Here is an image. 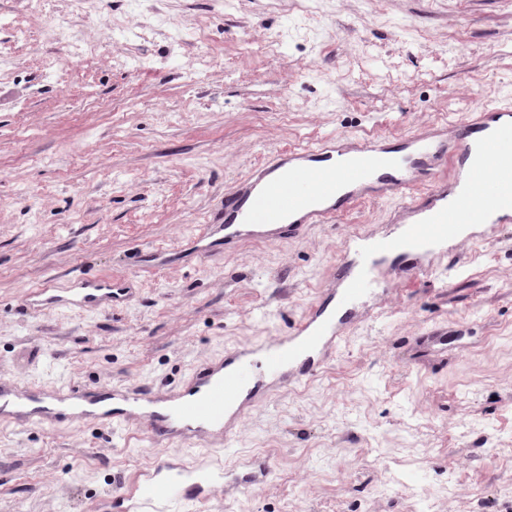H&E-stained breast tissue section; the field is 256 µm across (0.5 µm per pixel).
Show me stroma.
<instances>
[{"label": "stroma", "instance_id": "1", "mask_svg": "<svg viewBox=\"0 0 512 512\" xmlns=\"http://www.w3.org/2000/svg\"><path fill=\"white\" fill-rule=\"evenodd\" d=\"M511 100L512 0H0V378L168 388L285 334L394 200L200 258L225 190L277 150ZM149 250L165 266L140 269ZM462 255L400 272L331 361L249 411L223 461L269 460L266 486L178 512H512V458L491 453L512 442V223ZM85 273L138 284L99 312L20 307ZM147 446L0 421V512H124Z\"/></svg>", "mask_w": 512, "mask_h": 512}]
</instances>
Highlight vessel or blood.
I'll return each instance as SVG.
<instances>
[{"label":"vessel or blood","instance_id":"1","mask_svg":"<svg viewBox=\"0 0 512 512\" xmlns=\"http://www.w3.org/2000/svg\"><path fill=\"white\" fill-rule=\"evenodd\" d=\"M421 178L429 189L418 198L412 187ZM375 193L397 197L401 221L379 233L347 236L330 288L286 335L192 366L179 388L163 394L144 384H103L91 397L80 386L44 391L0 379V418L44 425L76 404L77 420L138 426L153 447L155 473L171 478L136 482L128 495L132 512H171L176 501L208 499L214 483L176 478L180 464L167 455V444L197 448L200 458L218 465L238 438L246 410L271 388L314 376L339 344L346 318L369 316L370 301L389 293L393 281L384 277L379 259L396 257L430 272L440 261L457 263L467 227L480 228L485 240L498 225L512 223V108L477 105L467 121L423 130L394 147L377 139L327 138L277 151L225 191L223 223L206 225L192 243L209 259L219 247L245 240L297 238ZM133 285L126 276H78L65 288L50 283L29 292L23 303L38 312H90L123 301ZM271 473L270 462H248L244 473L225 476L224 493H246Z\"/></svg>","mask_w":512,"mask_h":512}]
</instances>
